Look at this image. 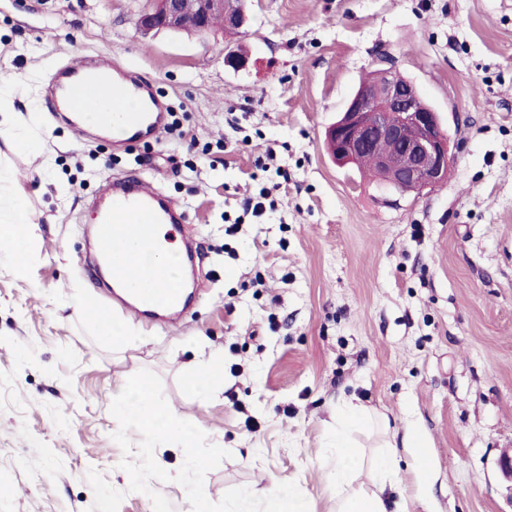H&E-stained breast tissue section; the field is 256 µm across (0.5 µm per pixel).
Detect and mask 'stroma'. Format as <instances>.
Segmentation results:
<instances>
[{
	"label": "stroma",
	"mask_w": 512,
	"mask_h": 512,
	"mask_svg": "<svg viewBox=\"0 0 512 512\" xmlns=\"http://www.w3.org/2000/svg\"><path fill=\"white\" fill-rule=\"evenodd\" d=\"M231 36H141L147 0H0V73L74 56L133 67L178 130L126 148L41 113L45 152L0 137V211L25 197L24 276L0 243V512H239L244 490L297 484L335 512L325 466L337 403L415 421L431 481L400 451L407 512H512V0H248ZM243 54L245 67L229 65ZM450 138L448 174L399 195L336 163L327 127L383 59ZM129 169L188 211L192 310L160 326L96 267L91 198ZM267 193L262 216L244 207ZM108 308L135 341L99 336L72 304ZM224 355L207 403L185 378ZM149 377L202 436L203 467L112 420Z\"/></svg>",
	"instance_id": "35a3bbf8"
}]
</instances>
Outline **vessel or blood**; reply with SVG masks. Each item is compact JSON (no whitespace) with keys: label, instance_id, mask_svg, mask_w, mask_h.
<instances>
[{"label":"vessel or blood","instance_id":"obj_1","mask_svg":"<svg viewBox=\"0 0 512 512\" xmlns=\"http://www.w3.org/2000/svg\"><path fill=\"white\" fill-rule=\"evenodd\" d=\"M101 64L79 57L59 67L52 77L48 109L71 113L77 123H84L70 95L72 86H87L91 97H98L101 83L93 75ZM116 101L141 103L142 108L125 129L124 141L135 144L158 135L165 126V107L151 96L147 86L128 72H120L112 82ZM105 207L97 229L98 252L112 261V280L132 286V299L141 306L175 310L183 300L181 287L168 280L163 271L149 262L148 253L159 240H172L182 234L187 214L147 184L140 172H124L105 187Z\"/></svg>","mask_w":512,"mask_h":512}]
</instances>
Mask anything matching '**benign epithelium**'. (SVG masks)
<instances>
[{
    "instance_id": "1",
    "label": "benign epithelium",
    "mask_w": 512,
    "mask_h": 512,
    "mask_svg": "<svg viewBox=\"0 0 512 512\" xmlns=\"http://www.w3.org/2000/svg\"><path fill=\"white\" fill-rule=\"evenodd\" d=\"M223 0H195L188 16L184 0H153L139 13L138 31L147 36L162 31L192 30L205 35ZM336 162L355 164L369 156L386 184L399 194L433 187L448 171L450 142L434 110L421 104L416 86L399 81L391 67L378 70V80L358 88L341 117L327 131Z\"/></svg>"
}]
</instances>
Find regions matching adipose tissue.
Wrapping results in <instances>:
<instances>
[{
	"label": "adipose tissue",
	"instance_id": "1",
	"mask_svg": "<svg viewBox=\"0 0 512 512\" xmlns=\"http://www.w3.org/2000/svg\"><path fill=\"white\" fill-rule=\"evenodd\" d=\"M17 88L14 78L0 75V136L13 139L20 149L40 150L39 132L33 127L23 126L13 107L12 98ZM29 222L30 215L19 199L14 200L9 218L0 222V239L8 241L14 248L13 271L19 276L24 275L27 268ZM223 364V354L213 352L188 371L187 381L195 394L206 400L218 395L224 386ZM112 418L137 429L150 430L158 437L178 440L186 461L195 466L201 465L202 458L196 451L197 435L181 429L175 413L154 397L151 387L139 382L126 386L113 398ZM372 422V414L359 404L345 401L336 406L334 434L329 443L334 453L330 476L336 483L339 497L336 512H406L404 502H389L383 493L398 482L399 447L419 448L424 441L413 426H406L402 442L387 440L383 450L372 459V487L358 485L356 478L362 463L353 449L350 435L354 430L370 427Z\"/></svg>",
	"mask_w": 512,
	"mask_h": 512
}]
</instances>
